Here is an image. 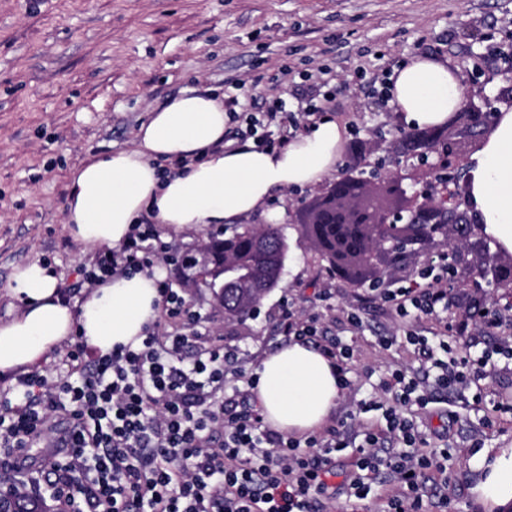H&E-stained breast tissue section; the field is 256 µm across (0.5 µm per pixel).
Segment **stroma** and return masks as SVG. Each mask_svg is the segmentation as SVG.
Wrapping results in <instances>:
<instances>
[{
    "label": "stroma",
    "instance_id": "35a3bbf8",
    "mask_svg": "<svg viewBox=\"0 0 512 512\" xmlns=\"http://www.w3.org/2000/svg\"><path fill=\"white\" fill-rule=\"evenodd\" d=\"M512 50V0H0V320L14 308L7 294L14 269L46 262L60 289L79 288L92 260L64 225L70 169L90 155L129 148L141 123L179 92L210 87L237 112L278 105L266 128L273 149L282 135L306 134L297 121L306 105L307 78L324 85L318 108L344 130L339 164L370 169L378 159L412 163L393 138L404 116L378 103L376 82L395 76L414 55L447 62L476 105L505 102L499 52ZM276 193L250 225L274 224L288 240L277 288L245 324L225 321L207 294L183 288L174 265L162 277L191 310L207 319L212 336L237 346L255 373L259 358L288 340L278 324L282 303L318 315L352 353L351 386L333 416L380 419L363 405L391 371L415 363L413 348L387 304L362 301L360 286L328 281L325 258L298 242L300 210L332 183ZM331 282L330 300L316 297ZM462 310L512 306V289L463 275L453 285ZM357 308L363 329L352 332L345 310ZM397 333L390 348L378 336ZM419 425L429 448L449 449L441 487L447 512H487L473 494L480 450L512 448V363L498 359L470 389L432 387Z\"/></svg>",
    "mask_w": 512,
    "mask_h": 512
}]
</instances>
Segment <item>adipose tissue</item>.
<instances>
[{
    "instance_id": "1",
    "label": "adipose tissue",
    "mask_w": 512,
    "mask_h": 512,
    "mask_svg": "<svg viewBox=\"0 0 512 512\" xmlns=\"http://www.w3.org/2000/svg\"><path fill=\"white\" fill-rule=\"evenodd\" d=\"M463 103L461 82L448 65L415 55L396 73L392 104L408 122L443 123ZM229 116L212 89L190 90L150 114L132 147L71 168L65 223L86 250L116 249L141 214L167 232L234 224L262 211L273 194L314 184L330 173L343 140L333 121L282 150L224 147ZM472 205L487 230L512 250V110L499 115L471 170ZM160 269L119 275L75 306L64 304L49 265L15 268L9 291L20 307L0 321V375L28 371L73 331L108 353L139 343L157 317ZM258 401L267 423L287 434L317 428L340 392L330 361L294 342L264 358ZM474 493L492 512H512V448L481 459Z\"/></svg>"
}]
</instances>
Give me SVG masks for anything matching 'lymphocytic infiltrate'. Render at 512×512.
<instances>
[{"instance_id":"1","label":"lymphocytic infiltrate","mask_w":512,"mask_h":512,"mask_svg":"<svg viewBox=\"0 0 512 512\" xmlns=\"http://www.w3.org/2000/svg\"><path fill=\"white\" fill-rule=\"evenodd\" d=\"M152 225H134L120 249L102 252L85 272L87 286L115 274L156 266L169 246L153 249ZM448 257L428 258L417 278L382 286L381 299L399 319L439 320L448 312ZM158 317L138 346L116 345L102 354L82 336L60 353L54 373L18 376L0 392V472L53 485L81 481L77 506L66 512H314L329 495L335 432L286 437L267 428L248 393L240 352L215 345L193 348L192 336L162 334L164 319L198 321L184 300L158 281ZM285 336L320 345L349 386L348 347L325 339L317 318L291 306L280 317ZM408 344L424 363L417 372L395 370L371 404L382 423L363 424V441L343 491L366 499L382 470L394 475L386 512H421L425 470H444L429 451L417 420L426 409L428 384L468 389L493 355L512 361V346L437 358L425 337L409 330ZM247 388L228 398L229 380Z\"/></svg>"}]
</instances>
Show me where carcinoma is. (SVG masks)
I'll list each match as a JSON object with an SVG mask.
<instances>
[{
	"instance_id": "obj_1",
	"label": "carcinoma",
	"mask_w": 512,
	"mask_h": 512,
	"mask_svg": "<svg viewBox=\"0 0 512 512\" xmlns=\"http://www.w3.org/2000/svg\"><path fill=\"white\" fill-rule=\"evenodd\" d=\"M203 246L207 260L196 278L188 276L185 264L192 251L173 260L183 286L197 284L199 277L207 283L224 285V319L245 323L251 307L259 304L280 282L279 273L289 249L286 237L262 226L237 225L224 230L220 237H209ZM231 266L245 277L241 280L225 277L226 268Z\"/></svg>"
}]
</instances>
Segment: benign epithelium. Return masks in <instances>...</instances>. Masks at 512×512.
Wrapping results in <instances>:
<instances>
[{
  "mask_svg": "<svg viewBox=\"0 0 512 512\" xmlns=\"http://www.w3.org/2000/svg\"><path fill=\"white\" fill-rule=\"evenodd\" d=\"M461 108L448 115V121L432 126L407 127L419 141L416 149L423 166L424 182L404 185L405 176L389 170L380 180L393 192L385 198L383 187L362 185L363 177L342 174L320 196L325 204L313 212L303 209L298 221L299 238L320 252L334 238L344 249L369 268L373 262L395 264L402 258H418L421 248L440 236L451 239L458 225L478 223L484 246L494 245L496 253L504 247L490 234L479 218L469 215L471 169L462 163V147L486 132L499 110L486 104L476 106L468 91H463ZM465 209H459V204ZM488 253L476 257L467 270L471 275H492L493 288H512V261L487 269ZM33 502L21 489V482L0 486V512H27Z\"/></svg>",
  "mask_w": 512,
  "mask_h": 512,
  "instance_id": "obj_1",
  "label": "benign epithelium"
}]
</instances>
